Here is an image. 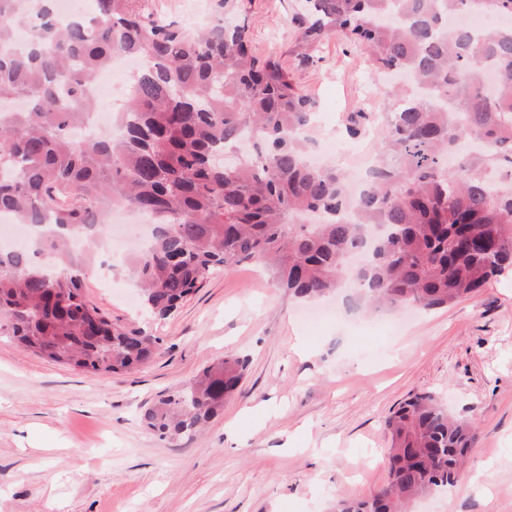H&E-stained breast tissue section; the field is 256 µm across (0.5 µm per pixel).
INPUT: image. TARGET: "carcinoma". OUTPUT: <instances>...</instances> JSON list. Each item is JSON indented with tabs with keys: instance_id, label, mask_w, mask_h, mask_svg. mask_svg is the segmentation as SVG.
I'll return each instance as SVG.
<instances>
[{
	"instance_id": "1",
	"label": "carcinoma",
	"mask_w": 512,
	"mask_h": 512,
	"mask_svg": "<svg viewBox=\"0 0 512 512\" xmlns=\"http://www.w3.org/2000/svg\"><path fill=\"white\" fill-rule=\"evenodd\" d=\"M87 22L56 20L53 0H0V215L36 229L20 249L0 250V336L88 375L148 363L157 339L112 321L85 298L92 260L68 247L101 240L117 206L155 217L145 253L123 260L143 306L168 317L220 268L266 263L299 300L350 283L359 306L412 305L424 312L473 296L512 272V23L448 27L470 11L512 19V0H305L294 17L301 42L331 32L366 52L374 70L410 75L428 95L390 86L378 161L358 195L346 173L305 158L315 103L283 65L254 57L241 0H221L224 26L211 33L162 20L141 0H94ZM115 55H135L121 135L76 141L94 109L88 94ZM490 93L477 86L482 64ZM374 123L350 112L358 137ZM250 155H219L244 133ZM455 157L454 163L448 157ZM307 215L317 224H303ZM52 252V265L41 260ZM244 361L228 356L147 408L142 422L162 438L190 436L224 409ZM392 480L370 500L336 512H408L454 486L473 435L432 393H416L385 420Z\"/></svg>"
}]
</instances>
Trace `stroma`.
Wrapping results in <instances>:
<instances>
[{
	"mask_svg": "<svg viewBox=\"0 0 512 512\" xmlns=\"http://www.w3.org/2000/svg\"><path fill=\"white\" fill-rule=\"evenodd\" d=\"M300 0H244L254 54L290 67L316 101L313 133L383 95L365 52L331 35L305 48ZM120 252L97 254L87 300L158 339L131 373L91 377L0 336V512H336L389 480L384 421L433 392L473 427L475 475L415 512H512V276L470 299L358 322L307 323L261 263L211 276L163 320L126 295ZM244 359L235 396L191 438L145 428L146 408L224 356Z\"/></svg>",
	"mask_w": 512,
	"mask_h": 512,
	"instance_id": "obj_1",
	"label": "stroma"
}]
</instances>
